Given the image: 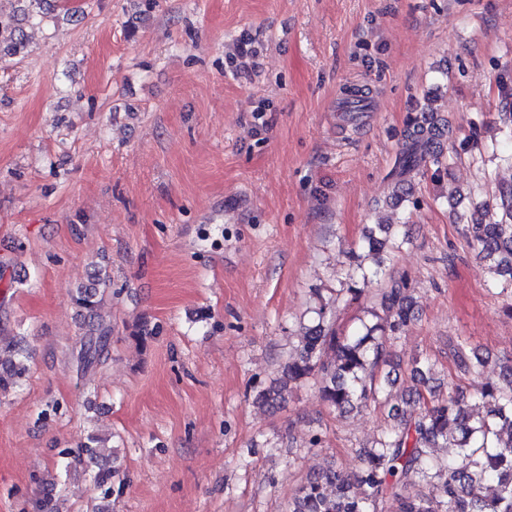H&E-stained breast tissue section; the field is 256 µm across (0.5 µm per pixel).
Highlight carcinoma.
Returning <instances> with one entry per match:
<instances>
[{
  "label": "carcinoma",
  "mask_w": 512,
  "mask_h": 512,
  "mask_svg": "<svg viewBox=\"0 0 512 512\" xmlns=\"http://www.w3.org/2000/svg\"><path fill=\"white\" fill-rule=\"evenodd\" d=\"M26 34L15 18L0 11V45L17 55ZM450 129L426 113L407 131L405 147L391 174L404 179L421 168H445V143ZM492 210L496 220L466 225V235L478 255L499 277L501 288L512 289V184L499 189ZM397 225L379 227L365 236L351 252L352 296L363 292L377 276L382 253L393 248ZM108 274L97 270L91 282L75 289L71 301L82 317L83 346L77 353L78 369L87 372L108 359L111 325L101 316L98 285ZM405 280L392 282L383 291L380 310L371 309L372 320L361 321L353 334L340 336L325 320L330 306L317 311L318 323L300 336L297 355L284 366L282 378L259 390L258 404L273 407L284 399L288 385L314 382L324 401L339 412L381 404L388 408L390 424L369 448L360 451L361 467L349 476L329 469L302 484L288 500L286 512H512V366L502 382L488 381L474 395V409L459 404L457 394L445 398L417 389L412 398L391 402L389 377H380L389 365L387 342L396 339L414 321L415 312ZM448 351L459 372L481 375L487 359L465 336L448 337ZM25 339L0 350V396L23 385L28 366ZM457 449V456L436 467L429 459L438 446ZM105 439L91 436L79 455L63 448L58 452L64 468L88 463L98 466L93 485L99 498L110 500L122 491L120 469L98 465ZM495 484L487 496V485Z\"/></svg>",
  "instance_id": "carcinoma-1"
}]
</instances>
